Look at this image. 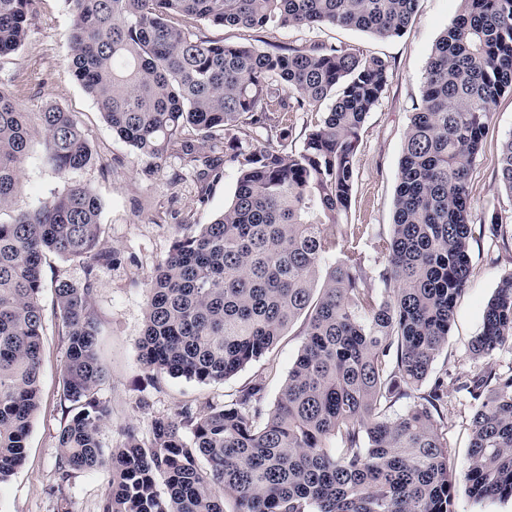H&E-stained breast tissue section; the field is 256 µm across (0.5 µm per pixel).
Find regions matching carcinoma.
I'll list each match as a JSON object with an SVG mask.
<instances>
[{
    "mask_svg": "<svg viewBox=\"0 0 512 512\" xmlns=\"http://www.w3.org/2000/svg\"><path fill=\"white\" fill-rule=\"evenodd\" d=\"M34 0H0V57L24 43ZM74 79L136 154L181 155L208 180L237 172L231 202L200 229L186 224L148 282L139 361L152 376L221 383L259 360L299 322L302 347L273 407L264 386L182 407L104 453L109 417L92 269L54 285L66 360L63 397L76 413L59 434L60 484L108 468L98 512H454L443 412L448 384L474 407L464 474L475 502L512 499V372L448 381L433 372L472 273L475 230L500 234L494 211L475 227L470 179L497 100L512 93V0H461L436 41L413 104L388 233L346 224L367 116L392 76L387 59L348 44L227 42L200 25L357 29L404 34L418 0H67ZM315 113L300 147L299 112ZM40 140L60 176L95 157L79 117L26 112L0 89V215ZM210 141L222 155L204 151ZM500 187L512 198V137ZM101 201L73 183L0 220V484L25 458L40 405L42 266L53 252L111 264L99 251ZM368 246L384 266L369 264ZM379 287H373V281ZM512 340V272L487 303L469 348ZM396 413L397 402L411 398Z\"/></svg>",
    "mask_w": 512,
    "mask_h": 512,
    "instance_id": "1",
    "label": "carcinoma"
}]
</instances>
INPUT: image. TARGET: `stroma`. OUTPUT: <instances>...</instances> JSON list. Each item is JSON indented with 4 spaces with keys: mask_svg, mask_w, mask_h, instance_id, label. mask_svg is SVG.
Returning a JSON list of instances; mask_svg holds the SVG:
<instances>
[{
    "mask_svg": "<svg viewBox=\"0 0 512 512\" xmlns=\"http://www.w3.org/2000/svg\"><path fill=\"white\" fill-rule=\"evenodd\" d=\"M460 10V0H419L405 34L380 40L368 33L339 27L274 28L254 33L228 27H204L210 38L229 42L246 36L278 44L309 40L346 43L380 55L393 64L389 87L365 123L357 156V179L346 221L370 225L372 232H388L393 222V199L412 106L421 93L423 74L432 49ZM71 13L65 0H35L28 37L14 53L0 58V86L9 90L26 111L48 105L76 113L95 155L92 164L60 178L43 159V147L33 142L22 165V178L13 199L15 210L37 207L65 190L69 182L91 187L101 200L100 244L114 252L113 264L94 268L91 306L99 321V360L106 372L98 398L110 417L100 441L104 449L117 446L126 427L148 439L152 420L173 414L181 406L223 402L256 381L265 385V403L273 405L301 348L298 328H291L259 361L221 383L202 384L183 378H151L138 361L144 329L147 280L169 254L182 223H212L232 198L237 176L224 170L210 183L206 200H199L193 173L176 152L163 160L137 156L105 122L92 99L75 81L67 64L71 47L66 33ZM512 136V94L498 100L483 138L470 181L475 214L498 210L506 217L509 241L486 235L470 244L472 276L459 296L448 346L436 358L435 370L449 377L473 374L492 367L512 370V344L491 356L475 359L469 345L482 329L486 305L505 273L512 271V198L499 187L502 142ZM84 263L47 254L43 264L42 303L46 308L42 339L41 399L27 438L25 459L16 473L0 484V512H56L58 494H65L72 512H98L109 490L105 470L76 471L66 487H59L58 436L67 420L61 373L66 360L58 336L59 319L51 305L56 279L83 281ZM474 413L456 390L448 392L445 423L451 450L449 466L463 476L468 453V428Z\"/></svg>",
    "mask_w": 512,
    "mask_h": 512,
    "instance_id": "obj_1",
    "label": "stroma"
}]
</instances>
